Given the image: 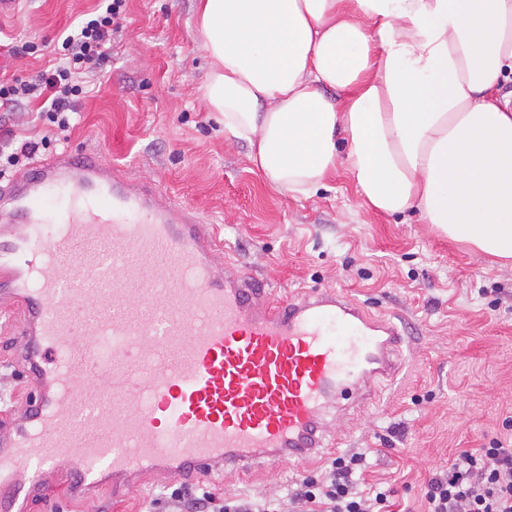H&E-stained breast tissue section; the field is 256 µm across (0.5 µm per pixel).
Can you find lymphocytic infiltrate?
I'll use <instances>...</instances> for the list:
<instances>
[{
	"label": "lymphocytic infiltrate",
	"mask_w": 512,
	"mask_h": 512,
	"mask_svg": "<svg viewBox=\"0 0 512 512\" xmlns=\"http://www.w3.org/2000/svg\"><path fill=\"white\" fill-rule=\"evenodd\" d=\"M125 2L101 0L97 11L63 39L65 57L54 70L0 81V108L17 112L37 99L41 118L68 127L87 92L78 76L106 61ZM366 466L364 453L338 456L329 468L299 475L283 499L227 497L210 490L198 495L179 486L168 497L152 500V512H283L286 504L290 512H387L390 490L358 487L356 475ZM425 497L429 512H512V448L497 441L463 451L448 469L432 476Z\"/></svg>",
	"instance_id": "f902f5d3"
}]
</instances>
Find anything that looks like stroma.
<instances>
[{"mask_svg": "<svg viewBox=\"0 0 512 512\" xmlns=\"http://www.w3.org/2000/svg\"><path fill=\"white\" fill-rule=\"evenodd\" d=\"M99 0H19L0 15V68L29 77L59 59V37ZM196 0H126L112 56L87 81L68 128H49L36 110L4 117L15 142L45 140L47 157L98 152L134 177L157 184L218 225L234 262L274 295L345 291L403 325V366L376 401L327 419L339 452L364 449L367 484L393 490L397 512H428L425 487L465 450L512 439V266L448 239L419 213L373 211L345 171L308 197L269 186L247 143L224 137L202 85L208 58L196 28ZM34 42L44 54L15 55ZM18 311L0 299V416L24 405L28 379L18 363ZM299 474L296 462L226 469L218 491L276 498ZM173 480L153 478L113 502L96 493L94 512H143Z\"/></svg>", "mask_w": 512, "mask_h": 512, "instance_id": "1", "label": "stroma"}]
</instances>
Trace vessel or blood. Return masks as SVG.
Returning a JSON list of instances; mask_svg holds the SVG:
<instances>
[{"instance_id": "b4317fda", "label": "vessel or blood", "mask_w": 512, "mask_h": 512, "mask_svg": "<svg viewBox=\"0 0 512 512\" xmlns=\"http://www.w3.org/2000/svg\"><path fill=\"white\" fill-rule=\"evenodd\" d=\"M0 296L20 308L30 409L0 435V470L38 492L64 464L113 498L158 474L308 462L324 415L372 401L402 335L336 290L279 299L233 265L195 207L98 155L40 159L0 184ZM89 338L72 349L69 336ZM102 392L82 404L76 380Z\"/></svg>"}]
</instances>
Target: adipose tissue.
<instances>
[{
	"instance_id": "obj_1",
	"label": "adipose tissue",
	"mask_w": 512,
	"mask_h": 512,
	"mask_svg": "<svg viewBox=\"0 0 512 512\" xmlns=\"http://www.w3.org/2000/svg\"><path fill=\"white\" fill-rule=\"evenodd\" d=\"M196 25L208 108L270 186L341 166L372 209L512 261V0H197Z\"/></svg>"
}]
</instances>
